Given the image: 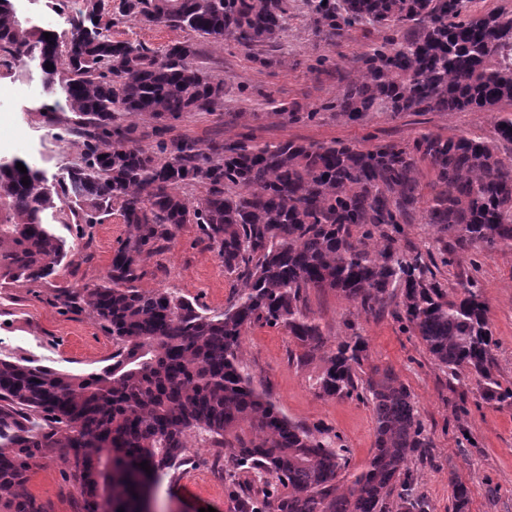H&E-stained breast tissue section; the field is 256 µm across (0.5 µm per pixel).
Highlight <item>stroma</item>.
<instances>
[{"mask_svg":"<svg viewBox=\"0 0 512 512\" xmlns=\"http://www.w3.org/2000/svg\"><path fill=\"white\" fill-rule=\"evenodd\" d=\"M19 16L40 29L66 37L83 0H70L67 9L50 0H16ZM288 29L268 54L269 65L256 63L250 51L229 44L201 45L199 63L225 83L224 102L213 112H188L172 123V136L202 144L232 142L250 136L259 142L285 139L342 140L371 146L384 140L409 139L422 131L446 136L485 137L492 130L489 112H372L350 121L322 110L335 100L344 80L353 75L357 58L379 32L354 29L340 40L319 31L302 0H292ZM325 65H318L321 56ZM287 106L273 114L272 103ZM49 114H41V105ZM315 119H307L311 108ZM69 115L62 92H48L39 60L25 63L21 75L0 73V156L19 157L43 170L49 181L65 177L80 158L72 137L63 136L59 121ZM47 224L74 252L91 251L90 260L50 278L38 287L0 288V358L26 359L69 373L100 370L112 362V338L84 312L64 309L55 299L58 281L78 286L100 283L126 226L113 216L93 225L90 239H82L74 225L47 214ZM141 287L176 288L189 298L220 309L231 297L235 282L215 253L199 241L194 225H186L169 250L147 260ZM476 275L489 306V318L498 342L501 381L512 382V250L479 256L477 264L462 262L440 268L438 280L456 295L467 275ZM308 305L327 336L336 338L356 329L368 343L374 363L388 366L410 388L432 446L410 468L414 490L428 504V512H451V477L469 488V512H512V410H499L477 397L474 388L449 384L419 340L392 316H365L353 303L333 292H310ZM243 360L254 386L294 421L321 424L338 434L350 452L351 469L369 459L374 442V419L369 405L357 400H323L312 388L314 367L298 366L295 345L278 326L252 328L242 345ZM218 448H195L192 462L178 480L162 479L150 501L152 512H237L227 494L228 478ZM27 492L44 503L48 512H74L73 487L62 449L33 464Z\"/></svg>","mask_w":512,"mask_h":512,"instance_id":"35a3bbf8","label":"stroma"}]
</instances>
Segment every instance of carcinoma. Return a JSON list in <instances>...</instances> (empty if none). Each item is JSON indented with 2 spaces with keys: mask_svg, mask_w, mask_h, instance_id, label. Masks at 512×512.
<instances>
[{
  "mask_svg": "<svg viewBox=\"0 0 512 512\" xmlns=\"http://www.w3.org/2000/svg\"><path fill=\"white\" fill-rule=\"evenodd\" d=\"M476 3L308 0L338 39L355 26L386 32L336 100L308 117L512 106V11L480 12ZM119 10L144 26L247 50L274 45L290 19L289 0H121ZM112 26L109 0H84L70 37L48 41L19 18L14 0H0V67L29 58L54 65L42 68L46 86L63 90L65 133L81 148L57 183L26 161L24 174L19 159L0 158V286L44 283L73 265L43 223L48 210L59 209L66 224L117 215L127 227L101 283L63 284L55 294L112 336V364L80 375L0 359V512H46L23 488L31 461L49 448L64 449L78 512H91L101 492L112 512H138L147 472L179 478L196 445L224 449L240 512H427L410 470L412 456L431 447L414 395L392 368L369 362L360 333L330 341L307 297L332 291L367 316L391 313L448 379L512 409L477 281L452 297L436 277L465 253L512 248V158L501 151L512 146V111L485 138L428 131L369 148L249 137L202 146L166 138L164 126L144 146L115 113L172 121L212 112L224 81L198 64L195 42L152 49L113 37ZM190 186L202 191L189 195ZM415 212L438 254L402 248ZM186 224L240 283L222 311L175 289L139 286L144 262ZM257 324L294 339L300 365L318 371V398L371 406L373 450L362 468L350 471L337 434L289 419L254 387L241 345ZM451 482L453 512H468L467 486Z\"/></svg>",
  "mask_w": 512,
  "mask_h": 512,
  "instance_id": "obj_1",
  "label": "carcinoma"
}]
</instances>
